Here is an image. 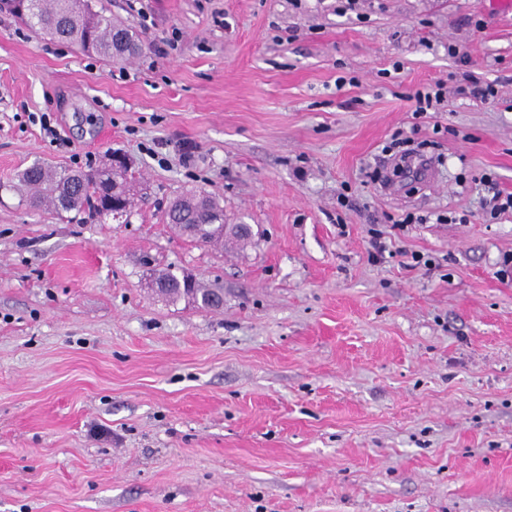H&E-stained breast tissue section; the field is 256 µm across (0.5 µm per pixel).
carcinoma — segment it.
Wrapping results in <instances>:
<instances>
[{"mask_svg": "<svg viewBox=\"0 0 512 512\" xmlns=\"http://www.w3.org/2000/svg\"><path fill=\"white\" fill-rule=\"evenodd\" d=\"M6 10L20 18L36 32H45L87 52L112 59L117 55L133 56L142 44L130 28L112 22V15L100 0H11ZM129 171L116 172L106 166L87 172L57 169L35 162L19 175V187L27 202L38 206L49 203L57 213L109 215L108 203L120 205L119 217L127 218L134 202ZM165 221L182 234L202 243H222L224 238L236 239L238 234L224 224V206L204 191L180 195L165 212ZM186 274L172 271L158 278L159 293L176 301L187 298L180 291ZM192 303L214 309L212 295L216 290L196 285Z\"/></svg>", "mask_w": 512, "mask_h": 512, "instance_id": "cac0c4a2", "label": "carcinoma"}]
</instances>
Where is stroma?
Returning <instances> with one entry per match:
<instances>
[{"mask_svg": "<svg viewBox=\"0 0 512 512\" xmlns=\"http://www.w3.org/2000/svg\"><path fill=\"white\" fill-rule=\"evenodd\" d=\"M103 4L138 56L0 13V512H512V212L482 208L512 193V12ZM468 73L496 96L459 93ZM438 81L443 110L414 121L410 94ZM400 131L439 162L414 193L380 186ZM115 151L146 187L128 221L13 189L34 162L89 170ZM192 189L253 238L165 224ZM166 270L223 289V308L151 290Z\"/></svg>", "mask_w": 512, "mask_h": 512, "instance_id": "1", "label": "stroma"}]
</instances>
